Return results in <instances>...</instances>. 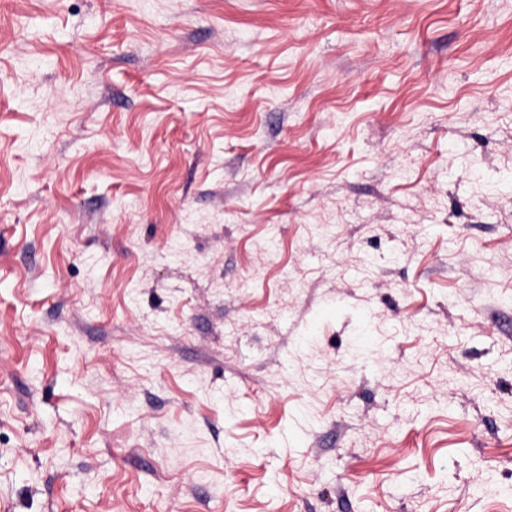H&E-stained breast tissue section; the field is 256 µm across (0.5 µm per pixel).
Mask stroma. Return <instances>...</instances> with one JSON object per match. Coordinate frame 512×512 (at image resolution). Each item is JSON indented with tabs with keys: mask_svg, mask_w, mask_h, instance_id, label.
Listing matches in <instances>:
<instances>
[{
	"mask_svg": "<svg viewBox=\"0 0 512 512\" xmlns=\"http://www.w3.org/2000/svg\"><path fill=\"white\" fill-rule=\"evenodd\" d=\"M0 512H512V0H0Z\"/></svg>",
	"mask_w": 512,
	"mask_h": 512,
	"instance_id": "1",
	"label": "stroma"
}]
</instances>
